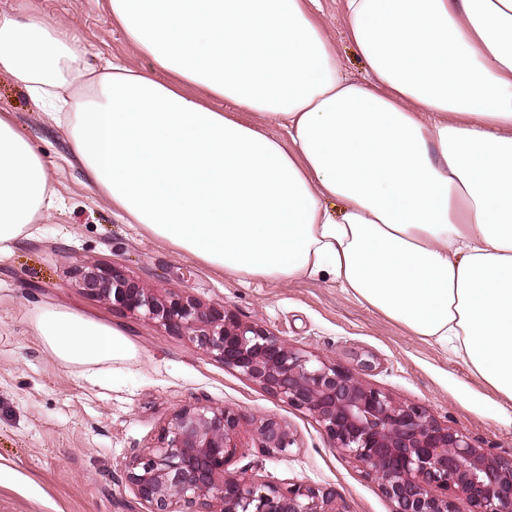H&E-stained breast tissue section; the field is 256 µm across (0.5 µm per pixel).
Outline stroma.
<instances>
[{
	"label": "stroma",
	"instance_id": "stroma-1",
	"mask_svg": "<svg viewBox=\"0 0 512 512\" xmlns=\"http://www.w3.org/2000/svg\"><path fill=\"white\" fill-rule=\"evenodd\" d=\"M321 4L317 18L345 71L364 77L344 35L342 0ZM0 12L66 23L71 37L89 47L91 67L115 56L143 63L98 0H0ZM0 109L12 112L43 156L63 199L37 235L0 254V512H142L125 464L156 445L174 410L196 404L224 405L239 415L242 449L230 470L265 484L300 481L331 491L338 512H390L377 483L336 453L311 415L224 366L188 336L87 293L75 276L80 266L119 270L161 295L222 304L288 347L358 373L395 401L426 408L512 460V403L501 401L460 359L358 302L328 274L244 281L124 223L73 164L67 132L4 74ZM47 307L122 329L137 348L136 359L106 380L91 369L67 368L34 329L35 315ZM261 415L288 425L297 439L290 454L261 447L254 436Z\"/></svg>",
	"mask_w": 512,
	"mask_h": 512
}]
</instances>
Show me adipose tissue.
<instances>
[{
  "instance_id": "adipose-tissue-1",
  "label": "adipose tissue",
  "mask_w": 512,
  "mask_h": 512,
  "mask_svg": "<svg viewBox=\"0 0 512 512\" xmlns=\"http://www.w3.org/2000/svg\"><path fill=\"white\" fill-rule=\"evenodd\" d=\"M319 5L107 0L147 64L99 71L64 24L0 14V72L68 130L125 223L239 278L327 273L512 402V0H344L365 82ZM58 204L1 112L0 253ZM36 329L75 369L137 356L73 310Z\"/></svg>"
}]
</instances>
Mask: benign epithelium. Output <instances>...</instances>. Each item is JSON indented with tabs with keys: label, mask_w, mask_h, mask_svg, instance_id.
Instances as JSON below:
<instances>
[{
	"label": "benign epithelium",
	"mask_w": 512,
	"mask_h": 512,
	"mask_svg": "<svg viewBox=\"0 0 512 512\" xmlns=\"http://www.w3.org/2000/svg\"><path fill=\"white\" fill-rule=\"evenodd\" d=\"M76 277L91 294L188 334L225 366L308 412L336 452L375 480L391 512H457L459 497L470 512H512V463L425 408L398 403L352 372L289 348L220 304L159 297L114 269L80 267ZM239 424L225 406L175 410L158 444L126 463V480L145 512H203L215 503L217 512H339L332 493L306 483L281 488L229 471ZM255 436L281 455L296 444L288 425L270 415L257 420Z\"/></svg>",
	"instance_id": "benign-epithelium-1"
}]
</instances>
